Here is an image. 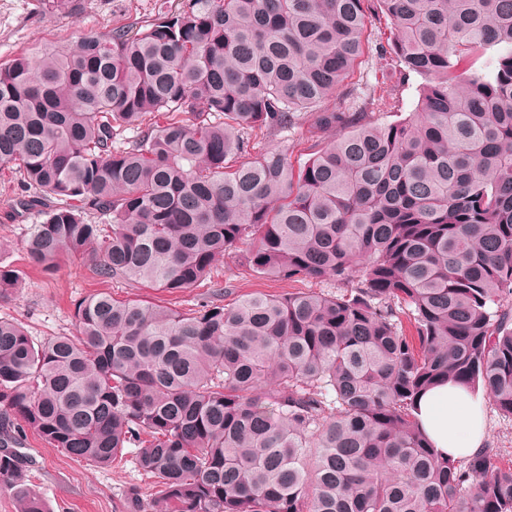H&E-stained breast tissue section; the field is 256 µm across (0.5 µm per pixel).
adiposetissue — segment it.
I'll list each match as a JSON object with an SVG mask.
<instances>
[{
	"label": "adipose tissue",
	"mask_w": 512,
	"mask_h": 512,
	"mask_svg": "<svg viewBox=\"0 0 512 512\" xmlns=\"http://www.w3.org/2000/svg\"><path fill=\"white\" fill-rule=\"evenodd\" d=\"M431 448L451 458L485 450L483 409L470 390L453 382L438 383L418 398L415 410Z\"/></svg>",
	"instance_id": "adipose-tissue-1"
}]
</instances>
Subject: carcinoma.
<instances>
[{"label":"carcinoma","mask_w":512,"mask_h":512,"mask_svg":"<svg viewBox=\"0 0 512 512\" xmlns=\"http://www.w3.org/2000/svg\"><path fill=\"white\" fill-rule=\"evenodd\" d=\"M372 17L424 80L387 125L393 97L339 93ZM306 122L299 170L255 150ZM0 166L43 217L26 252L46 272L69 255L173 295L245 244L250 272L345 285L188 310L98 293L39 345L0 319L20 512H48L27 428L89 467L129 456L150 483L123 512H512V465L441 457L414 413L452 381L512 418V0H153L139 26L0 65ZM19 281L0 265V297Z\"/></svg>","instance_id":"cac0c4a2"}]
</instances>
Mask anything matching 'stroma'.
I'll return each mask as SVG.
<instances>
[{
	"mask_svg": "<svg viewBox=\"0 0 512 512\" xmlns=\"http://www.w3.org/2000/svg\"><path fill=\"white\" fill-rule=\"evenodd\" d=\"M153 0H73L69 9L45 12L39 0H0V65L16 53L37 54L47 46L71 47L83 36L108 34L113 27L146 20ZM370 39L358 66L349 78L352 87L365 85L384 89L397 101L398 109L384 113L380 122L390 123L408 116L418 100L421 77H403L377 51L385 42V28L378 21L369 25ZM17 186L16 175L0 168V263L15 267L21 281L17 288L0 298V318L22 323L33 339L44 341L74 333V305L88 295L107 292L116 299H142L171 302L187 309L211 288L204 282L178 297L145 285L129 286L94 277L80 260L61 258L53 273L28 265L25 242L34 215L11 216L8 199ZM222 284L231 292L226 304L252 294L281 295L295 287L315 292L341 293L334 282L303 281L301 285L270 276L257 277L244 270L237 254L224 256L217 263ZM486 424V453L494 461L512 464V419L505 418L491 405L483 407ZM22 452L30 465L34 489L50 512H122L123 494L129 485L143 484V477L132 465L89 468L73 461L60 449L45 442L35 430H27Z\"/></svg>",
	"mask_w": 512,
	"mask_h": 512,
	"instance_id": "stroma-1",
	"label": "stroma"
}]
</instances>
